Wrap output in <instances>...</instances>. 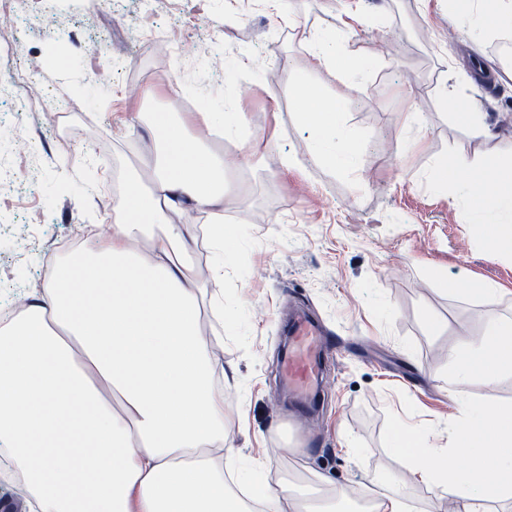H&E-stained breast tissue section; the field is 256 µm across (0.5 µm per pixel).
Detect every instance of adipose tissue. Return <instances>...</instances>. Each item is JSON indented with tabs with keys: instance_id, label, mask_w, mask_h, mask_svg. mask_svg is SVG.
<instances>
[{
	"instance_id": "ef3b65f1",
	"label": "adipose tissue",
	"mask_w": 512,
	"mask_h": 512,
	"mask_svg": "<svg viewBox=\"0 0 512 512\" xmlns=\"http://www.w3.org/2000/svg\"><path fill=\"white\" fill-rule=\"evenodd\" d=\"M448 6L480 11L490 34L512 22V0ZM298 34L312 69L356 72L335 32ZM290 86L314 156L357 171L345 98L300 79ZM150 133L148 186L131 182L113 201L108 234L55 260L22 309L0 318V454L20 471L30 512H336L350 500L345 488H326L318 503L271 482L261 461L245 497L224 480L236 450L215 386L220 340L201 332L202 285L187 264L197 244L188 215L224 212V153L170 112L152 113ZM435 178L467 203L473 237L512 254V164L462 155ZM448 357L460 381L493 384L512 372V322L452 343ZM388 440L410 480L432 486L448 512H512V404L464 407L444 452L400 427ZM452 454L461 465L449 464Z\"/></svg>"
}]
</instances>
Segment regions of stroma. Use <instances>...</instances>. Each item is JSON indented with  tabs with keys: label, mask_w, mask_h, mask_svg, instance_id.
<instances>
[{
	"label": "stroma",
	"mask_w": 512,
	"mask_h": 512,
	"mask_svg": "<svg viewBox=\"0 0 512 512\" xmlns=\"http://www.w3.org/2000/svg\"><path fill=\"white\" fill-rule=\"evenodd\" d=\"M364 24L344 28L342 0H81L64 14L54 0H15L9 24L23 47H0V306L25 299L46 278L48 257L110 224L114 195L155 156L150 115L173 112L203 128V111L226 101L246 123L224 152V221L237 247L214 249L205 212L190 216L193 268L206 278L203 329L223 337L218 381L224 431L268 463L274 481L325 476L351 497L399 488L416 512L442 505L424 484L400 482L393 426L448 442L460 399L512 403V373L494 395L481 380L453 387L445 349L512 318V256L474 240L468 210L437 188L438 166L467 155L480 165L512 160V66L493 49L480 15L448 0H358ZM335 29L363 69L344 80L309 67L298 27ZM33 73L25 112L10 95ZM304 77L347 100L345 125L361 143L360 179L310 152L289 80ZM142 92L130 97L128 83ZM487 113L498 136L480 143L451 115L441 90ZM416 113L417 123L402 115ZM475 282L509 288L485 304L460 294ZM223 303V317L210 308ZM309 319L323 340L320 402L284 385L286 325ZM439 321L427 330L426 318Z\"/></svg>",
	"instance_id": "35a3bbf8"
}]
</instances>
